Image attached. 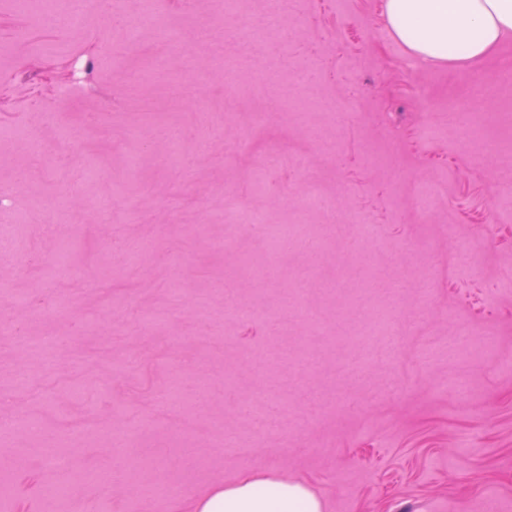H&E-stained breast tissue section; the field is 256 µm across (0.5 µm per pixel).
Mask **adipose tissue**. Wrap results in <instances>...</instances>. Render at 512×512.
I'll use <instances>...</instances> for the list:
<instances>
[{"instance_id": "obj_1", "label": "adipose tissue", "mask_w": 512, "mask_h": 512, "mask_svg": "<svg viewBox=\"0 0 512 512\" xmlns=\"http://www.w3.org/2000/svg\"><path fill=\"white\" fill-rule=\"evenodd\" d=\"M385 15L423 64L475 62L512 36V0H386ZM184 512H324V504L303 483L252 477L208 489Z\"/></svg>"}]
</instances>
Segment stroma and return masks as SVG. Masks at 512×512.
<instances>
[{
  "mask_svg": "<svg viewBox=\"0 0 512 512\" xmlns=\"http://www.w3.org/2000/svg\"><path fill=\"white\" fill-rule=\"evenodd\" d=\"M140 2L68 29L0 0V420L38 423L0 446V512H177L259 475L325 512H512V161L462 127L512 111V37L420 68L385 0H161L176 43ZM378 305L390 351L351 341Z\"/></svg>",
  "mask_w": 512,
  "mask_h": 512,
  "instance_id": "stroma-1",
  "label": "stroma"
}]
</instances>
